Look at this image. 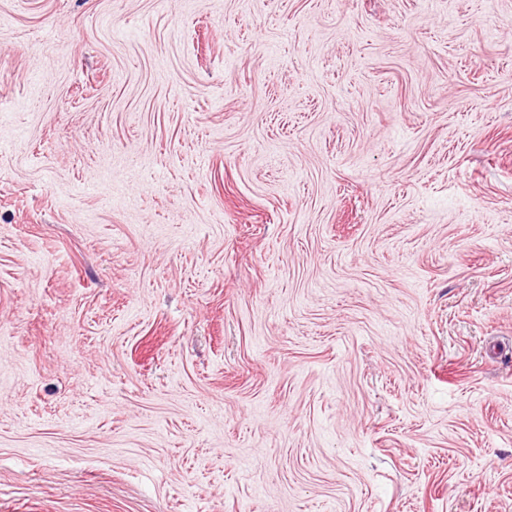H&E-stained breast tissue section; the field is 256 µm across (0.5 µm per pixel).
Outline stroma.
<instances>
[{"mask_svg":"<svg viewBox=\"0 0 512 512\" xmlns=\"http://www.w3.org/2000/svg\"><path fill=\"white\" fill-rule=\"evenodd\" d=\"M0 512H512V0H0Z\"/></svg>","mask_w":512,"mask_h":512,"instance_id":"35a3bbf8","label":"stroma"}]
</instances>
